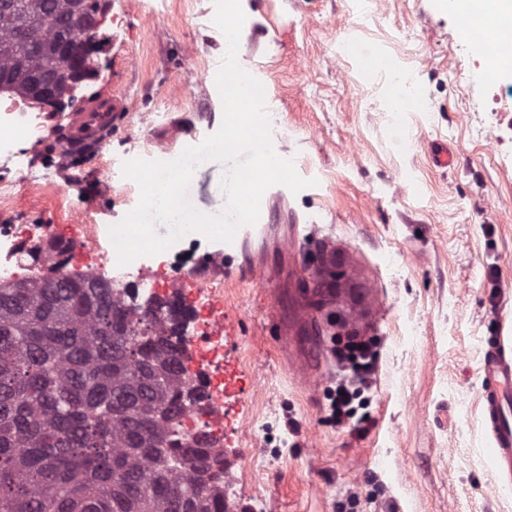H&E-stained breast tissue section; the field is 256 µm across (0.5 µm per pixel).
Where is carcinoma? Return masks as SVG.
Returning a JSON list of instances; mask_svg holds the SVG:
<instances>
[{
    "label": "carcinoma",
    "instance_id": "carcinoma-1",
    "mask_svg": "<svg viewBox=\"0 0 512 512\" xmlns=\"http://www.w3.org/2000/svg\"><path fill=\"white\" fill-rule=\"evenodd\" d=\"M70 4L23 0L28 51L0 20V71L63 68ZM171 336L94 277L0 286V512H226L224 461L179 430L198 397Z\"/></svg>",
    "mask_w": 512,
    "mask_h": 512
}]
</instances>
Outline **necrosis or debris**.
<instances>
[{
	"mask_svg": "<svg viewBox=\"0 0 512 512\" xmlns=\"http://www.w3.org/2000/svg\"><path fill=\"white\" fill-rule=\"evenodd\" d=\"M0 125L9 131L8 137L0 138V155L10 170L0 179V205L9 207L18 190L33 181L31 156L18 143L42 142L47 127L42 114L18 96L0 99ZM46 231L43 224L0 225V282L25 281L48 270L63 278L94 274L111 283L125 306L156 308L189 326V333L179 339L185 378L203 399L185 418L184 429L191 436L208 432L216 446H223L224 383L240 380L237 370L224 366V336L216 324L224 312L223 273L213 271L203 284H196L195 274L173 270L162 252L119 265L115 248L107 244V228L83 223L76 225L74 237L65 239L63 249L55 250L52 260H27L24 241L44 240Z\"/></svg>",
	"mask_w": 512,
	"mask_h": 512,
	"instance_id": "necrosis-or-debris-1",
	"label": "necrosis or debris"
}]
</instances>
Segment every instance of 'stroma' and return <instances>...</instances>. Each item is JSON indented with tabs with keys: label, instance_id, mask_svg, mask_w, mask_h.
I'll return each mask as SVG.
<instances>
[{
	"label": "stroma",
	"instance_id": "35a3bbf8",
	"mask_svg": "<svg viewBox=\"0 0 512 512\" xmlns=\"http://www.w3.org/2000/svg\"><path fill=\"white\" fill-rule=\"evenodd\" d=\"M238 54L262 69L275 151L312 182L260 205L269 236L224 280V357L243 377L226 411L233 512H512L482 415L485 339L512 347V95L484 79L499 40L464 36L439 0H241ZM214 0H110L94 73L77 102L111 90L130 117L105 153L59 168L56 141L33 148L34 187L1 224L64 228L77 210L119 223L140 190L126 161L174 154L218 131L209 80L225 53ZM376 56L374 66L363 63ZM409 96L393 111L397 77ZM447 149L448 168L433 155ZM111 186H104V167ZM225 164L200 163L188 197L221 210ZM325 257L321 348L292 359L274 318ZM373 337L363 424H333L340 336ZM270 459L253 472L254 455Z\"/></svg>",
	"mask_w": 512,
	"mask_h": 512
}]
</instances>
